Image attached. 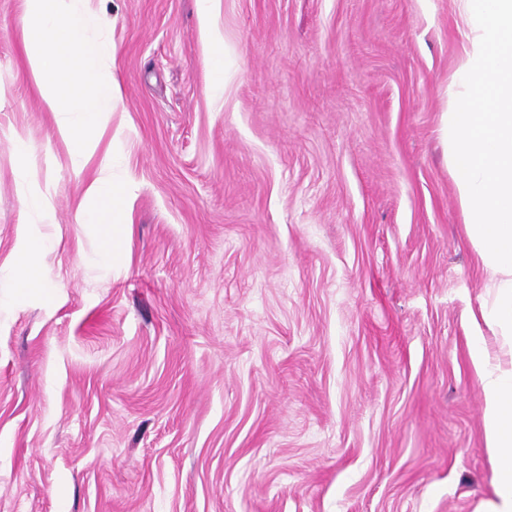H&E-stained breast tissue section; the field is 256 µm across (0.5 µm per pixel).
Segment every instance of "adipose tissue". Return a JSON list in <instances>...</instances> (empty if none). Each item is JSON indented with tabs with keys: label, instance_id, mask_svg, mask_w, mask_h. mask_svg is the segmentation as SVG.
Returning a JSON list of instances; mask_svg holds the SVG:
<instances>
[{
	"label": "adipose tissue",
	"instance_id": "1",
	"mask_svg": "<svg viewBox=\"0 0 512 512\" xmlns=\"http://www.w3.org/2000/svg\"><path fill=\"white\" fill-rule=\"evenodd\" d=\"M84 0H27L28 56L44 99L59 117V133L75 158L88 134L111 113L118 85L104 68L107 47L85 38ZM463 56L453 79L445 135L455 201L468 239L487 274L492 293L485 323L512 351V0H456ZM85 195L95 201L83 221L99 227L111 245L106 217L116 198L112 178L100 176ZM42 240L28 241L18 255L12 286L18 293L45 285ZM471 364L483 399L484 445L494 466L493 498L485 512H512V366L492 362L474 339Z\"/></svg>",
	"mask_w": 512,
	"mask_h": 512
}]
</instances>
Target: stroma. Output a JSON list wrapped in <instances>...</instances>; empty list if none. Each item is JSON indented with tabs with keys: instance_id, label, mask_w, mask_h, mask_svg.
Segmentation results:
<instances>
[{
	"instance_id": "obj_1",
	"label": "stroma",
	"mask_w": 512,
	"mask_h": 512,
	"mask_svg": "<svg viewBox=\"0 0 512 512\" xmlns=\"http://www.w3.org/2000/svg\"><path fill=\"white\" fill-rule=\"evenodd\" d=\"M87 8L120 98L76 165L0 0V512H479L452 0ZM116 189L112 185L111 175H102L85 190V197L91 198L96 202V207L91 211H83V224H97L100 237L106 247L105 253L112 250L113 235L111 236L112 224L105 217V214L112 210V202L116 199ZM46 245L40 239L28 241L18 255L12 275V288L25 294L35 288H44V256Z\"/></svg>"
}]
</instances>
